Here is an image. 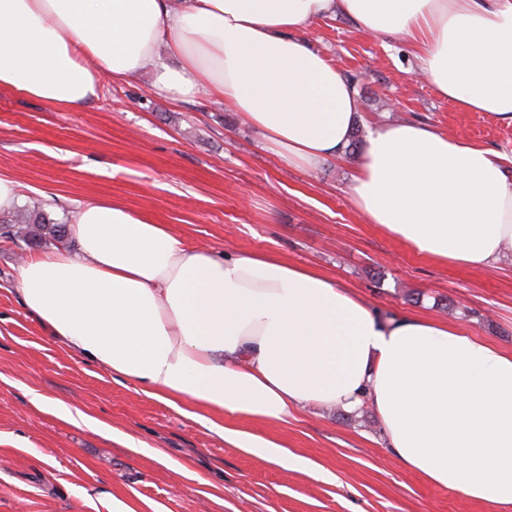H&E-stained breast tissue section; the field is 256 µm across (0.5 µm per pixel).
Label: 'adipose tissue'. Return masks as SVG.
<instances>
[{"label":"adipose tissue","mask_w":512,"mask_h":512,"mask_svg":"<svg viewBox=\"0 0 512 512\" xmlns=\"http://www.w3.org/2000/svg\"><path fill=\"white\" fill-rule=\"evenodd\" d=\"M331 17L406 41L439 96L512 124V0H0V89L76 109L101 76L121 83L149 66L159 93L221 101L313 168L347 158L361 117L335 60L300 37ZM349 194L363 223L425 257H512V175L494 149L412 120L379 124ZM69 232L75 249L27 259L18 293L72 355L276 465L302 461L225 418L370 408L404 466L512 512V352L445 320L383 318L273 254L185 244L111 199L78 203Z\"/></svg>","instance_id":"ef3b65f1"}]
</instances>
